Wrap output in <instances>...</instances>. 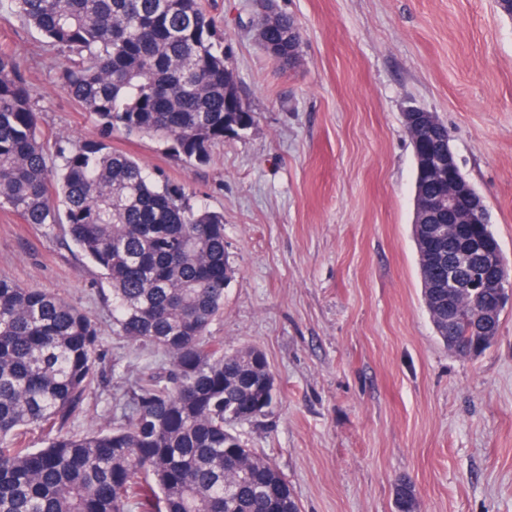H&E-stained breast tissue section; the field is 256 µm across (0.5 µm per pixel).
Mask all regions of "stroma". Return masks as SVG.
Here are the masks:
<instances>
[{
	"mask_svg": "<svg viewBox=\"0 0 512 512\" xmlns=\"http://www.w3.org/2000/svg\"><path fill=\"white\" fill-rule=\"evenodd\" d=\"M302 33L303 61L278 70L255 36L252 0H203L254 113L208 162L119 133L109 145L224 215L233 275L208 337L255 346L279 400L240 425L272 459L301 512H512V304L498 337L461 359L424 306L412 236L415 165L403 112L436 113L470 182L488 198L512 262V19L496 0H275ZM18 58L48 143L99 138L62 90L63 54L0 7V49ZM0 276L61 294L98 326L106 356L67 430L123 423L118 398L165 376L161 350L112 333L108 283L63 224L0 209ZM393 493L398 512L416 511V491L411 480L406 478L397 479L394 482Z\"/></svg>",
	"mask_w": 512,
	"mask_h": 512,
	"instance_id": "1",
	"label": "stroma"
}]
</instances>
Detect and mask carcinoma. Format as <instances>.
<instances>
[{"instance_id":"1","label":"carcinoma","mask_w":512,"mask_h":512,"mask_svg":"<svg viewBox=\"0 0 512 512\" xmlns=\"http://www.w3.org/2000/svg\"><path fill=\"white\" fill-rule=\"evenodd\" d=\"M67 62L59 85L94 116L100 139L61 138L49 160L41 115L14 54L0 51V208L27 224H65L74 246L111 284L112 332L169 357L165 380L138 382L125 423L63 432L97 374L98 327L63 296L0 278V512H300L288 480L237 425L265 416L275 379L257 347L224 350L207 339L223 313L232 269L224 215L190 203L183 187L112 149L114 133L163 141L206 162L224 129L251 128L224 38L202 0H8ZM286 49L302 62L293 16L270 6ZM436 334L459 358L488 348L467 297L448 320L431 287L448 269L421 271ZM57 427L43 448L25 435ZM397 512H416L411 480L394 482Z\"/></svg>"}]
</instances>
